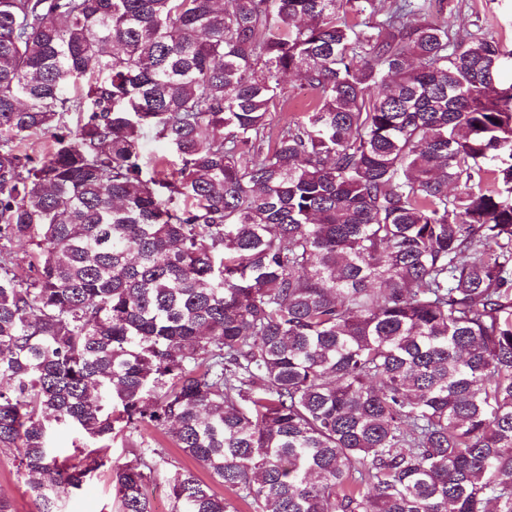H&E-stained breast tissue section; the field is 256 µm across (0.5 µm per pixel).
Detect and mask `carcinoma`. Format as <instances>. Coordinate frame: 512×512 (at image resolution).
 Wrapping results in <instances>:
<instances>
[{"label":"carcinoma","instance_id":"obj_1","mask_svg":"<svg viewBox=\"0 0 512 512\" xmlns=\"http://www.w3.org/2000/svg\"><path fill=\"white\" fill-rule=\"evenodd\" d=\"M422 10L0 0V450L37 512L106 465L151 512L154 432L249 512H512V87ZM287 74L317 101L273 136Z\"/></svg>","mask_w":512,"mask_h":512}]
</instances>
